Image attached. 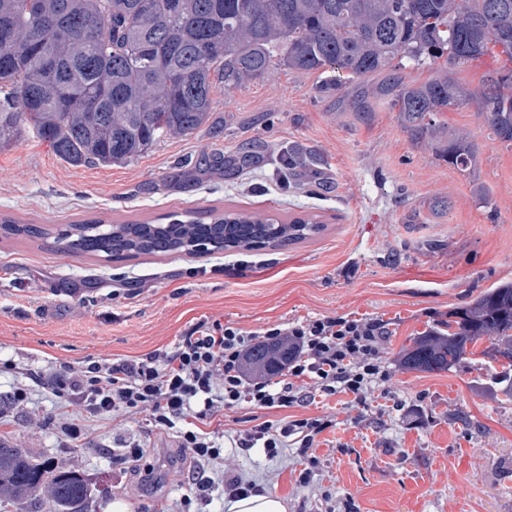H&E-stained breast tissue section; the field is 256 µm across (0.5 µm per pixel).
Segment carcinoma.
I'll return each mask as SVG.
<instances>
[{
    "instance_id": "obj_1",
    "label": "carcinoma",
    "mask_w": 512,
    "mask_h": 512,
    "mask_svg": "<svg viewBox=\"0 0 512 512\" xmlns=\"http://www.w3.org/2000/svg\"><path fill=\"white\" fill-rule=\"evenodd\" d=\"M499 50L512 62V0H0V147L28 129L72 166L123 164L210 119L214 78L232 89L264 77L272 58L294 72L332 68L352 79L385 75L372 90L418 140L442 145L466 172L476 147L437 120L476 101L496 139L512 143V70L470 90L453 68ZM443 61L424 83L394 61ZM8 236L44 238L32 224L0 219ZM324 230L314 219L210 209L165 224H70L60 249L109 259L200 255L281 247ZM446 332L417 337L403 366L445 372L469 362L477 342L512 345V280L448 314ZM490 388L512 399V360ZM48 487L58 512H89L90 491L72 470L52 468L0 440V508Z\"/></svg>"
}]
</instances>
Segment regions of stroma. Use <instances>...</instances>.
<instances>
[{
    "mask_svg": "<svg viewBox=\"0 0 512 512\" xmlns=\"http://www.w3.org/2000/svg\"><path fill=\"white\" fill-rule=\"evenodd\" d=\"M364 82L332 69L273 65L241 87L212 88L208 125L165 139L132 161L74 167L25 134L0 148V217L60 233L85 219L153 221L211 207L288 221L316 215L318 236L282 248L196 257L112 260L0 235V438L42 461L77 471L90 512H187L189 461L175 432L149 433L151 481L113 470L102 447L144 432V417L97 418L93 438L73 447L61 403L40 381L90 357L120 360L174 346L201 320L251 331L324 316L379 319L386 377L365 404L316 397L293 408L332 424L316 439L318 467L300 485L295 448L225 456L215 481L237 475L276 490L288 512H512V401L492 397L488 366L450 372L402 369L414 339L449 311L512 280V145L494 139L475 106L441 112L449 130L476 145L473 170L449 167L415 140L385 102L360 116ZM303 165L285 170L289 150ZM252 152L236 174L223 160ZM31 388L24 408L9 396ZM282 409L232 408L215 438Z\"/></svg>",
    "mask_w": 512,
    "mask_h": 512,
    "instance_id": "stroma-1",
    "label": "stroma"
}]
</instances>
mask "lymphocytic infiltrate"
Returning <instances> with one entry per match:
<instances>
[{
    "instance_id": "obj_1",
    "label": "lymphocytic infiltrate",
    "mask_w": 512,
    "mask_h": 512,
    "mask_svg": "<svg viewBox=\"0 0 512 512\" xmlns=\"http://www.w3.org/2000/svg\"><path fill=\"white\" fill-rule=\"evenodd\" d=\"M388 329L383 321L355 316L323 317L293 326L252 332L231 324L200 321L170 349L132 360H85L79 370L63 369L51 383L52 392L69 412L62 425L73 444L88 438L87 421L145 416L148 427L175 431L195 466L188 481L197 504L210 502L215 481L207 467L224 462V448L204 427L227 409L291 407L308 398L303 381L322 396L344 393L363 404L373 384L383 380L379 361ZM265 344L281 355L278 369L257 372L249 354ZM329 423L321 418L267 420L236 431L232 447L263 449L267 458L295 443L308 480L318 462L316 438Z\"/></svg>"
}]
</instances>
